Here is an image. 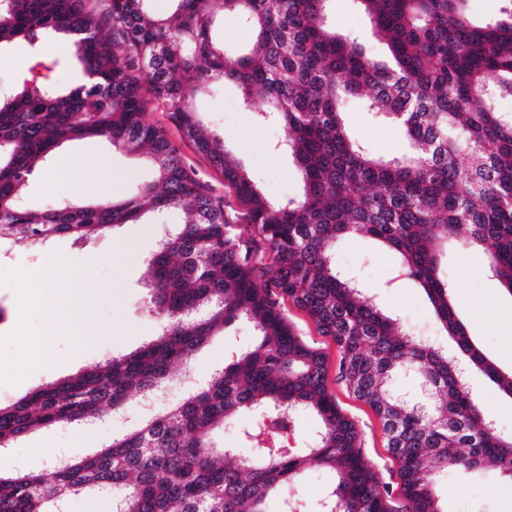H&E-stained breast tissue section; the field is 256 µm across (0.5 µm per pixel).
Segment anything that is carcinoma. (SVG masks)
I'll list each match as a JSON object with an SVG mask.
<instances>
[{"label": "carcinoma", "mask_w": 512, "mask_h": 512, "mask_svg": "<svg viewBox=\"0 0 512 512\" xmlns=\"http://www.w3.org/2000/svg\"><path fill=\"white\" fill-rule=\"evenodd\" d=\"M148 2L0 0V46L23 40L43 64L45 36L61 33L82 70L69 87L49 77L34 87L25 76L0 93V239L83 244L148 212L156 224L175 210L189 215L148 262L143 304L162 321L160 334L0 404V448L36 428L120 412L132 393L160 395L175 367L238 322L253 323L256 334L202 388L82 460L0 473V512H61L86 493L112 495L114 512H270L272 503L275 512H303L290 490L312 468L334 481L310 512H446L436 469L491 470L512 481V431L479 406L461 369L511 398L512 372L474 344L442 262L453 241L479 254L512 295V113L498 108L512 99V0L486 23L471 17L468 0H358L386 45L383 58L332 28L329 0H170L164 13ZM207 2L238 20L245 49H226ZM217 81L240 88L258 125L287 128L281 150L295 158L300 194L269 198L224 138L204 131L191 94ZM351 97L397 124L409 150L384 158L353 140L343 117ZM152 100L224 175V195L144 120ZM87 137L146 148L154 181L125 199L22 207L38 165ZM349 237L400 255L455 352L402 330L336 266V243ZM290 302L336 345L337 381L380 418L401 501L338 406L326 354L289 322ZM405 371L421 378L425 403L395 392ZM304 414L318 429L302 447L283 449ZM233 419L236 442L214 447L212 434Z\"/></svg>", "instance_id": "obj_1"}]
</instances>
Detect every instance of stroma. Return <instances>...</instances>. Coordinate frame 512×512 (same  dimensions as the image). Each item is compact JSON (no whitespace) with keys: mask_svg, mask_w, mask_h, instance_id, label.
<instances>
[{"mask_svg":"<svg viewBox=\"0 0 512 512\" xmlns=\"http://www.w3.org/2000/svg\"><path fill=\"white\" fill-rule=\"evenodd\" d=\"M328 15L337 32L359 35L367 53L382 55L383 48L371 38L369 19L357 0H330ZM194 101L204 126L223 134L226 148L267 196L279 200L300 193L301 182L293 158L273 149L276 142L288 136L284 126L257 125L252 113L245 111L238 89L229 82L214 84L207 92L196 94ZM344 112L353 139L379 154L393 156L406 151L403 130L374 119L358 100L346 103ZM145 117L162 128L170 139L179 142L184 161L194 168L203 183L214 192L223 193L222 173L196 154L189 143L181 141L171 113L153 103ZM62 151L69 157L66 167L60 169L53 165L32 176L22 199L27 208L42 210L58 203L60 197L54 187L58 181L72 184L78 200L92 201L100 188L109 189L113 197L124 198L153 179L154 168L144 154L112 147L103 138L71 141L63 145ZM157 242V227L150 223L125 224L84 245L68 238L56 239L42 248L9 239L0 241V366L12 365L17 357V331L33 335L47 333L50 316L46 304L66 287L79 301L83 298L89 301L88 306L75 307L73 333L93 337L91 347L82 355H73L69 345L59 340L54 342L47 361L29 365L18 377L0 376V404L13 403L48 382L75 375L109 356L135 350L157 332L158 320L142 305L147 293L142 277ZM58 253L73 259L80 268V276L68 282L44 277L39 290L42 304L33 306L20 296L16 287L18 279L24 272L43 270L47 259ZM336 260L368 288L383 312L399 317L407 332L436 336L433 309L416 283L399 277L397 253L379 241L353 238L340 244ZM448 277L452 283L451 300L474 341L501 371L511 372L512 295L485 271L481 256L453 245L448 248ZM253 333L249 323L240 322L212 337L193 355L188 367L175 370L169 402L194 392ZM330 389L340 407L361 430L364 452L378 468L383 483L397 486V466L384 446L381 424L374 411L341 384L331 383ZM154 410V405L140 396H130L123 414L91 425L95 440L89 444L75 439L77 427L73 424L34 431L7 451V469L11 472L47 469L57 456L82 459L108 445L113 435ZM42 445L53 448V458L36 454V447ZM434 479L448 512H512L511 482L452 469L435 474Z\"/></svg>","mask_w":512,"mask_h":512,"instance_id":"obj_1","label":"stroma"}]
</instances>
